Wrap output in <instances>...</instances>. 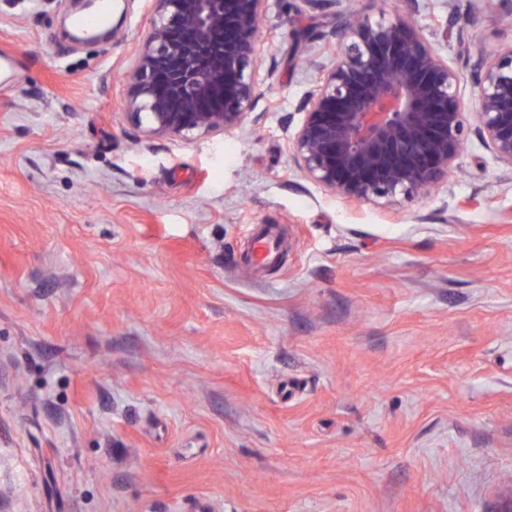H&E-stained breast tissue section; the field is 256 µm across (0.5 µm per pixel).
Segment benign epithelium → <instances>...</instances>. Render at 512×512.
<instances>
[{"label": "benign epithelium", "instance_id": "1", "mask_svg": "<svg viewBox=\"0 0 512 512\" xmlns=\"http://www.w3.org/2000/svg\"><path fill=\"white\" fill-rule=\"evenodd\" d=\"M154 2L126 72L128 117L149 137L180 140L242 127L257 97L267 0ZM459 87L458 69L411 19L350 22L289 135L294 163L341 198L391 205L445 182L473 125L482 146L512 168V48L473 75V107Z\"/></svg>", "mask_w": 512, "mask_h": 512}]
</instances>
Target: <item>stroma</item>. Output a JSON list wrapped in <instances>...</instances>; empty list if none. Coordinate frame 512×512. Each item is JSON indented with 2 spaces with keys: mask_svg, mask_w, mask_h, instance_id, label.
Here are the masks:
<instances>
[{
  "mask_svg": "<svg viewBox=\"0 0 512 512\" xmlns=\"http://www.w3.org/2000/svg\"><path fill=\"white\" fill-rule=\"evenodd\" d=\"M153 10L77 43L71 0H0V512H494L512 168L474 136L431 194L349 202L287 134L350 11L413 17L467 97L512 0H269L251 118L183 141L124 108Z\"/></svg>",
  "mask_w": 512,
  "mask_h": 512,
  "instance_id": "stroma-1",
  "label": "stroma"
}]
</instances>
